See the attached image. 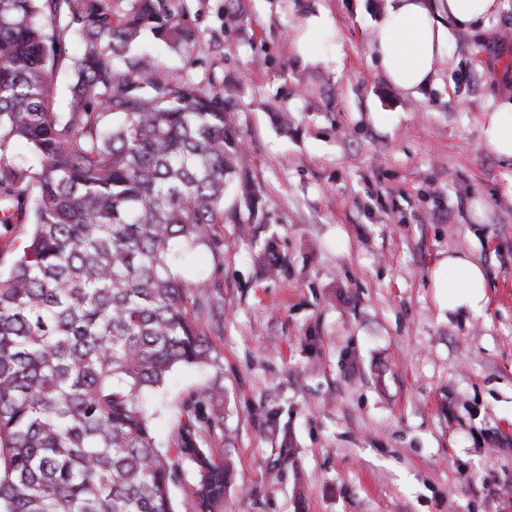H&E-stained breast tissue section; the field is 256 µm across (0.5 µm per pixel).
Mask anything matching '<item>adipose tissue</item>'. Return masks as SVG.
I'll return each instance as SVG.
<instances>
[{
    "label": "adipose tissue",
    "instance_id": "1",
    "mask_svg": "<svg viewBox=\"0 0 512 512\" xmlns=\"http://www.w3.org/2000/svg\"><path fill=\"white\" fill-rule=\"evenodd\" d=\"M503 8L501 0H388L374 25L370 48L385 78L413 94L435 85L448 61L455 33L488 20ZM334 22L326 12L307 18L293 42L302 64L337 62L340 52L330 42ZM485 144L497 155L512 159V98L493 102L481 126ZM433 280L449 309L482 313L486 303L483 267L469 253L452 252L439 260Z\"/></svg>",
    "mask_w": 512,
    "mask_h": 512
}]
</instances>
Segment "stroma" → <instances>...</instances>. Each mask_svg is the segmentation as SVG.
Segmentation results:
<instances>
[{
    "label": "stroma",
    "instance_id": "obj_1",
    "mask_svg": "<svg viewBox=\"0 0 512 512\" xmlns=\"http://www.w3.org/2000/svg\"><path fill=\"white\" fill-rule=\"evenodd\" d=\"M505 4L456 33L418 96L370 50L387 0H185L190 53L142 39L170 74L231 89L244 143L223 260L199 248L176 262L224 297L223 315L200 313L211 359L143 396L172 454L186 409L223 388L203 445L235 464L224 512H512V159L481 134L489 104L512 96ZM322 10L343 61L301 66L294 38ZM270 243L274 277L258 259ZM455 251L484 268L481 314L438 301L432 270Z\"/></svg>",
    "mask_w": 512,
    "mask_h": 512
}]
</instances>
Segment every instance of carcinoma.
<instances>
[{"instance_id": "cac0c4a2", "label": "carcinoma", "mask_w": 512, "mask_h": 512, "mask_svg": "<svg viewBox=\"0 0 512 512\" xmlns=\"http://www.w3.org/2000/svg\"><path fill=\"white\" fill-rule=\"evenodd\" d=\"M147 31L176 53L198 40L182 0H0V228L30 220L0 275V512H175L184 462L194 512L224 508L233 467L201 446L221 410H188L172 458L140 395L210 358L191 309L224 298L173 265L221 258L243 143L224 90L130 55Z\"/></svg>"}]
</instances>
